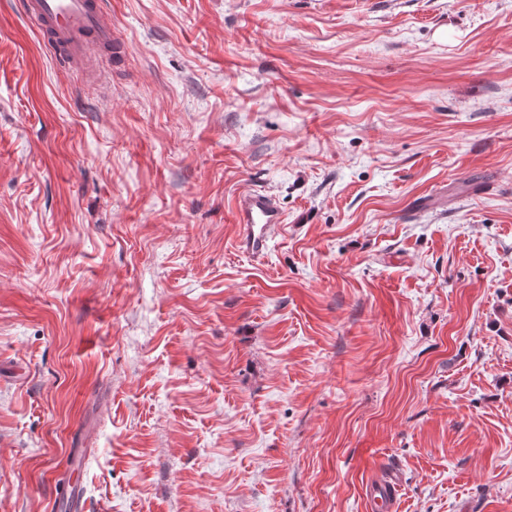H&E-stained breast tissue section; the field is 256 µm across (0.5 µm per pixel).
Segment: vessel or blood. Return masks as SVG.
<instances>
[{
	"mask_svg": "<svg viewBox=\"0 0 512 512\" xmlns=\"http://www.w3.org/2000/svg\"><path fill=\"white\" fill-rule=\"evenodd\" d=\"M106 9L105 0H25V13L38 23L57 67L82 71L91 83L101 79L90 65L91 46L104 47L112 42V24ZM235 222L238 248L261 257L267 254L284 217L270 194L252 190L237 198Z\"/></svg>",
	"mask_w": 512,
	"mask_h": 512,
	"instance_id": "1",
	"label": "vessel or blood"
}]
</instances>
